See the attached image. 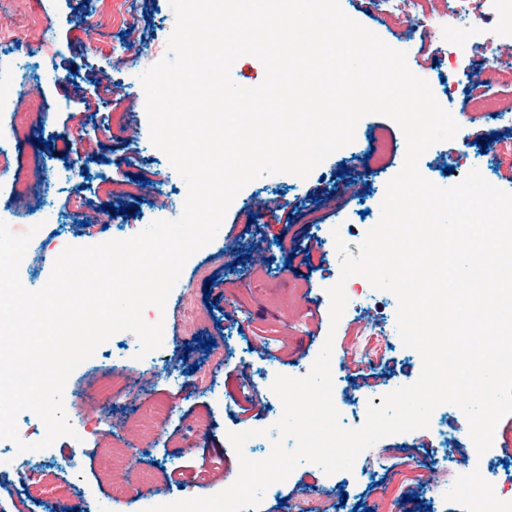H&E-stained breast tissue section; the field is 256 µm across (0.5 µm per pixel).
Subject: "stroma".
I'll return each instance as SVG.
<instances>
[{"label":"stroma","mask_w":512,"mask_h":512,"mask_svg":"<svg viewBox=\"0 0 512 512\" xmlns=\"http://www.w3.org/2000/svg\"><path fill=\"white\" fill-rule=\"evenodd\" d=\"M369 0H340L343 11L390 46L406 51L408 65L425 78L438 102L461 129L454 140L432 146L419 171L449 187L471 170L495 186L512 191V155L481 151L479 139L493 134L512 138V123L473 110L469 86L474 76L494 67L512 66L501 43L471 35V20L460 21L465 45L448 62L439 22L423 27L391 15ZM44 27L24 41H1L0 60L27 63L25 85L0 86V98L16 108L39 100L41 112L22 140L0 139V210L11 215L21 234L37 227L33 248L19 276L25 288H42L61 250L127 239L159 219L173 220L183 210L187 185L167 155L150 139L140 75L161 60L175 26L169 0H129L128 12L105 22L101 0H0V32L25 22L30 11ZM126 127L137 128L134 138ZM111 137H102L103 129ZM406 139L396 122L362 118L355 140L326 158L307 178L290 174L248 183L231 203L215 239L186 262L164 312L145 311L148 322L163 321L161 348L138 359L140 342L123 332L98 347L95 357L69 377L63 402L75 437L34 450L45 435L32 411L19 414L28 451L0 440V512H124L207 496L223 490L239 472L228 432L271 427L283 414L270 386L276 375L298 376L313 364L325 341L311 336L316 320L328 319V288L340 277L335 237L357 252L367 230L380 219L379 201L388 181L402 168ZM33 177L49 185L45 205L23 208L8 190L13 177ZM150 178L162 199L126 195L131 179ZM362 185L360 196L341 193L345 182ZM113 211L111 222L85 228L87 217ZM252 212L255 223L241 220ZM269 225L263 264H256L252 238L256 224ZM303 250L317 246L323 268L288 262L278 238ZM354 303L346 308L335 333L331 369L333 401L343 426H360L368 405H381L386 394L414 383L420 355L404 347L395 331L398 299L389 291L350 278ZM317 317H310V310ZM279 338L281 360L261 355L254 329ZM367 364L382 378L374 388L351 390L356 365ZM257 387L253 413H233L238 371ZM168 409L145 436L138 420L153 403ZM438 429H421L381 439L356 460L352 471L326 474L303 462L265 493L256 512H295L310 497H323L325 512H471L472 490L456 482L454 470H484L500 493L512 496V449L494 442L478 453L464 413L445 404L431 416ZM77 457L74 467L63 460ZM54 468L46 485L29 484L32 462Z\"/></svg>","instance_id":"stroma-1"}]
</instances>
